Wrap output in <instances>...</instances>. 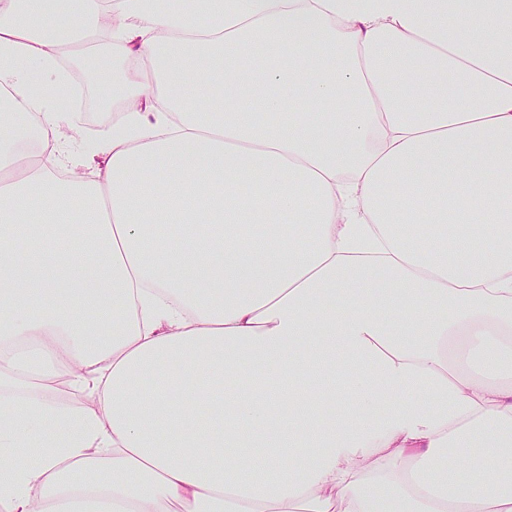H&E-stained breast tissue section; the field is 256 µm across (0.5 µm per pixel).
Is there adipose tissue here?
<instances>
[{"label": "adipose tissue", "instance_id": "adipose-tissue-1", "mask_svg": "<svg viewBox=\"0 0 512 512\" xmlns=\"http://www.w3.org/2000/svg\"><path fill=\"white\" fill-rule=\"evenodd\" d=\"M0 126V512H512V0H0ZM108 82V84H107ZM109 85V80L102 81L96 91H92L87 89V96L83 105L85 115L88 118L87 125H84L80 128L79 132H73L68 129H61L59 132V136L61 137H71L76 138L80 145H89L94 139L99 135V132L102 129L95 130L94 128L97 126H105L112 124L113 117L118 112H94V106L99 97L107 93V87Z\"/></svg>", "mask_w": 512, "mask_h": 512}]
</instances>
